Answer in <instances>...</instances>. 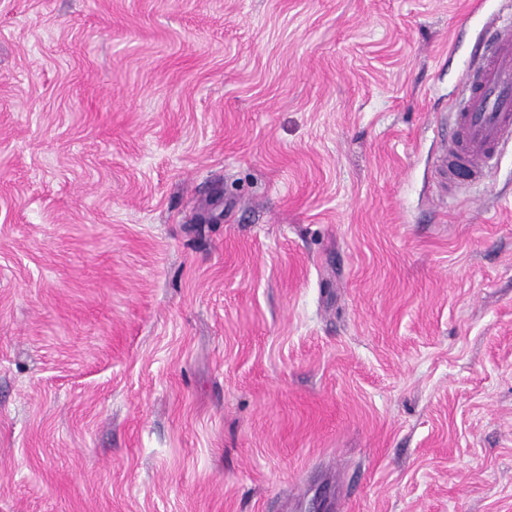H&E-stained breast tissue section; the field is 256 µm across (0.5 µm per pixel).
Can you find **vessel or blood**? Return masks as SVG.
<instances>
[{
  "mask_svg": "<svg viewBox=\"0 0 512 512\" xmlns=\"http://www.w3.org/2000/svg\"><path fill=\"white\" fill-rule=\"evenodd\" d=\"M454 109L457 134L443 146L437 169L444 191L483 181L500 147L512 142V26L492 28Z\"/></svg>",
  "mask_w": 512,
  "mask_h": 512,
  "instance_id": "1",
  "label": "vessel or blood"
}]
</instances>
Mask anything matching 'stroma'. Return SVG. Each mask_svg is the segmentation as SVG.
<instances>
[{
	"label": "stroma",
	"instance_id": "1",
	"mask_svg": "<svg viewBox=\"0 0 512 512\" xmlns=\"http://www.w3.org/2000/svg\"><path fill=\"white\" fill-rule=\"evenodd\" d=\"M512 0H0V512H512V145L435 158Z\"/></svg>",
	"mask_w": 512,
	"mask_h": 512
}]
</instances>
